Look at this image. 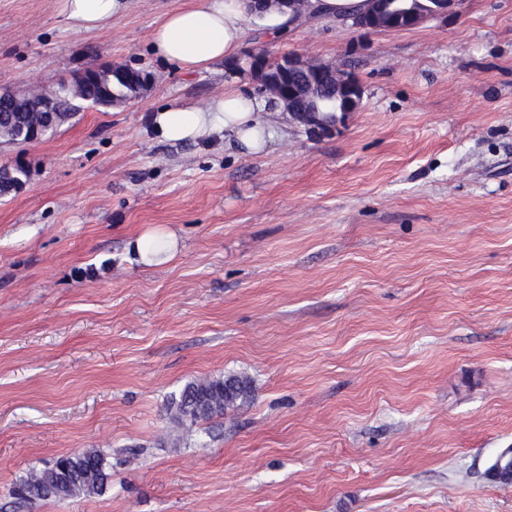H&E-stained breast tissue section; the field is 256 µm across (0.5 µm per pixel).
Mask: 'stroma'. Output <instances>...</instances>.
I'll return each mask as SVG.
<instances>
[{"instance_id":"1","label":"stroma","mask_w":512,"mask_h":512,"mask_svg":"<svg viewBox=\"0 0 512 512\" xmlns=\"http://www.w3.org/2000/svg\"><path fill=\"white\" fill-rule=\"evenodd\" d=\"M191 0H132L73 28L59 0H0V90L90 65L150 73L41 142L0 145L27 185L0 198V512H512V0L365 32L310 14L246 47L355 74L356 112L314 137L287 114L259 153L172 145L159 107L224 93L150 49ZM164 225L171 262L127 242ZM247 376L223 417L178 423L196 378ZM112 462L103 496L28 505L57 456Z\"/></svg>"}]
</instances>
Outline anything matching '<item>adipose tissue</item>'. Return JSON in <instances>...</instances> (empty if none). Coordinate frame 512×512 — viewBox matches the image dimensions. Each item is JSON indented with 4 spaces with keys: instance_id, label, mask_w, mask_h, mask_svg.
<instances>
[{
    "instance_id": "1",
    "label": "adipose tissue",
    "mask_w": 512,
    "mask_h": 512,
    "mask_svg": "<svg viewBox=\"0 0 512 512\" xmlns=\"http://www.w3.org/2000/svg\"><path fill=\"white\" fill-rule=\"evenodd\" d=\"M129 0H60V10L77 29L103 28L128 9ZM249 14L242 0H193L190 7L170 12L154 28L151 46L168 66L192 74L216 62L237 57L248 33ZM264 102L246 97L226 86L222 97L208 106H168L152 117L161 139L184 143L222 134L248 152L264 149L277 133ZM178 241L166 228L155 227L128 244L132 259L144 266L171 261Z\"/></svg>"
}]
</instances>
